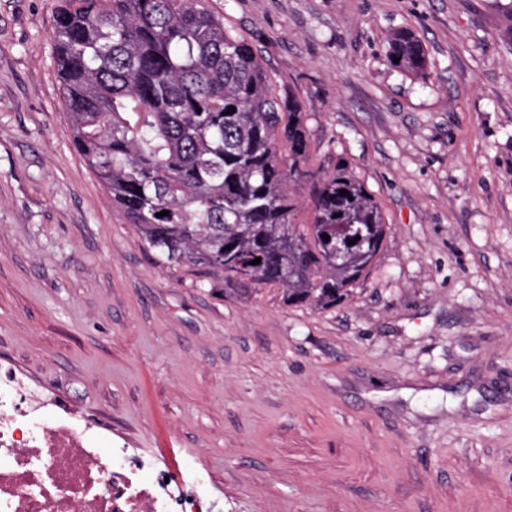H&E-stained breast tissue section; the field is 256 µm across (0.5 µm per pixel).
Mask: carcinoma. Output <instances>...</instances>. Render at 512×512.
<instances>
[{"instance_id": "1", "label": "carcinoma", "mask_w": 512, "mask_h": 512, "mask_svg": "<svg viewBox=\"0 0 512 512\" xmlns=\"http://www.w3.org/2000/svg\"><path fill=\"white\" fill-rule=\"evenodd\" d=\"M199 2L61 0L54 61L73 144L167 262L239 295L275 285L290 305L332 307L381 249L380 207L349 165L311 166L301 102L275 94L252 45ZM386 59L427 64L408 29ZM299 190L310 224L296 222Z\"/></svg>"}]
</instances>
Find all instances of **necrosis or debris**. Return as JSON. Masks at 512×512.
I'll list each match as a JSON object with an SVG mask.
<instances>
[{
  "label": "necrosis or debris",
  "mask_w": 512,
  "mask_h": 512,
  "mask_svg": "<svg viewBox=\"0 0 512 512\" xmlns=\"http://www.w3.org/2000/svg\"><path fill=\"white\" fill-rule=\"evenodd\" d=\"M108 445L0 378V512H209L204 480Z\"/></svg>",
  "instance_id": "necrosis-or-debris-1"
}]
</instances>
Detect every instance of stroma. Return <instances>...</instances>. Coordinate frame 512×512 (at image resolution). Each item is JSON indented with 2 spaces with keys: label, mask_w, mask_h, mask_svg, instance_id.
Returning <instances> with one entry per match:
<instances>
[{
  "label": "stroma",
  "mask_w": 512,
  "mask_h": 512,
  "mask_svg": "<svg viewBox=\"0 0 512 512\" xmlns=\"http://www.w3.org/2000/svg\"><path fill=\"white\" fill-rule=\"evenodd\" d=\"M59 6L0 0V363L213 512H512V0H203L381 209L327 309L144 244L73 145ZM394 58L399 59V63H394ZM386 59L391 67L406 72L423 71L427 64L420 40L408 29H398L391 33Z\"/></svg>",
  "instance_id": "stroma-1"
}]
</instances>
